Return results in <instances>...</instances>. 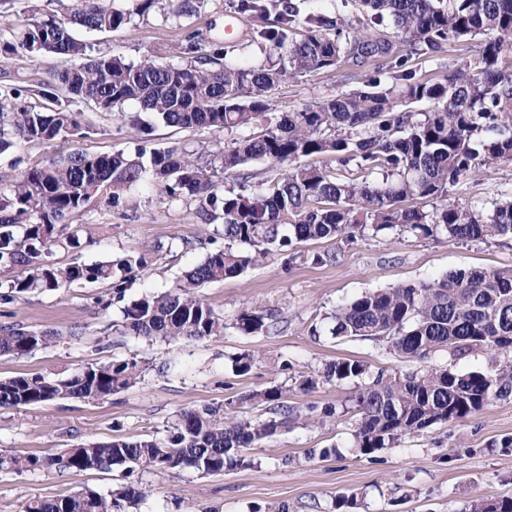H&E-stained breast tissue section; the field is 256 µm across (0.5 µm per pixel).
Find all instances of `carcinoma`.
I'll return each mask as SVG.
<instances>
[{
  "instance_id": "carcinoma-1",
  "label": "carcinoma",
  "mask_w": 512,
  "mask_h": 512,
  "mask_svg": "<svg viewBox=\"0 0 512 512\" xmlns=\"http://www.w3.org/2000/svg\"><path fill=\"white\" fill-rule=\"evenodd\" d=\"M65 21H29L23 39L0 34V57L47 51L81 57L86 45L75 30L112 32L132 14L150 10L157 0H137L118 9L114 0H58ZM360 16L330 18L320 8L300 13L281 0H239V14L257 17L275 11L279 26L256 31L253 43L266 53L260 63L226 60L221 42L208 47L188 37L187 59L159 64L146 56L126 63L99 56L53 74L42 84L41 106L31 89L0 86V151L26 140L50 142L80 129V113L58 104L62 86L72 102L112 112L129 101L166 125L210 128L217 134L244 127L250 136L222 156L224 171L252 160L284 165L274 178L251 182L241 175L226 187L194 155L172 148L155 151L150 166L122 153L91 156L75 152L45 167L28 170L0 189V264L19 269L0 301L9 304L35 291L76 282H103L121 302L146 256L56 268L46 260L58 228L106 189L112 204L132 213L134 201L116 191H133L146 178L170 200L186 195L198 201L206 221L223 219L224 245L186 272L163 294L145 295L122 307L121 333L165 341H200L224 335L227 325L200 294L201 288L243 273L270 255L291 262L297 245L340 240L352 244L372 232L398 230L450 242L484 243L512 239V191L474 210L449 198L472 167L493 169L512 163V0H356ZM390 19L404 42L427 53L450 40H479L474 56L448 69L441 79H419L393 55L383 30ZM345 60L374 64L364 87L290 112L264 125L271 90L288 76L333 70ZM425 108L418 109L416 105ZM320 156L326 164L296 165ZM410 199L431 209L406 206ZM333 333L387 340L389 350L425 359L441 350L455 357L483 352L489 365L465 374L428 368L388 377L378 374L355 396L360 417L355 448L370 455L406 435L432 425L465 419L493 401L512 396V268H460L432 280L366 293L338 308ZM241 333L266 329L260 308L238 315ZM59 338L20 323L0 326V356L21 358ZM146 363L114 358L75 369L64 377L40 374L0 380V407L17 408L60 400L105 401L141 380ZM366 374V365L342 359L325 364L300 382L304 391ZM288 389L273 386L237 399L265 406L268 417L249 419L224 406L182 410L164 439L129 440L116 436L90 441L52 455L0 454V472L86 471L123 466L160 474L190 467L204 474L249 466L246 452L276 435L297 418ZM142 499L129 485L116 495L95 491L61 498L33 499L24 512H114ZM473 512H512V498L488 501Z\"/></svg>"
}]
</instances>
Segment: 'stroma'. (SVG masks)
<instances>
[{"instance_id": "obj_1", "label": "stroma", "mask_w": 512, "mask_h": 512, "mask_svg": "<svg viewBox=\"0 0 512 512\" xmlns=\"http://www.w3.org/2000/svg\"><path fill=\"white\" fill-rule=\"evenodd\" d=\"M236 0H201L194 15L179 16L173 0H158L148 13L114 32L78 31L89 57L110 55L138 62L152 55L162 64L183 59L185 37L230 45L229 60L261 61L253 44L257 28L272 27L276 14L260 21L244 18L228 28ZM58 16L57 0H0V31L20 34L24 18ZM473 41H449L443 51L426 54L395 39V55L404 57L417 76L439 78L449 67L474 55ZM69 58L44 54L0 60V86L35 87L55 69L71 67ZM372 65L346 62L337 69L314 71L282 81L271 93L270 122L361 87ZM81 113L76 134L51 142L24 141L0 153V188L22 172L81 151L89 155L116 152L135 156L170 148L187 150L208 160L216 180L231 182L221 157L231 148L233 134L218 135L205 127L180 129L152 121L138 104H125L109 113L93 105L75 103ZM151 123L147 139L133 129L134 120ZM512 188V164L488 170L474 169L453 195L462 205L486 204ZM138 216L121 217L117 209L97 196L60 224L63 236L78 238L75 247H57L49 259L55 266L92 264L118 256L146 255L148 265L125 293L134 301L147 293L173 287L183 273L201 263L210 250L206 237L223 239L222 222L204 223L197 203L167 199L154 185L136 190ZM299 259L283 268L273 256L243 274L208 284L203 296L223 315V336L200 341L166 342L121 335V306L109 285L75 283L35 292L4 305L0 323L18 322L38 331L79 337L64 338L31 354L0 356V379L23 373L47 377L112 358L135 357L148 362L142 381L100 402L61 400L41 406L0 408V453L54 454L90 439L165 438L184 408L220 406L236 401L243 417H264L263 407L239 404L240 396L273 385L288 389L296 406L295 422L250 449L248 466L223 474H204L186 468L166 475L148 470L127 473L114 466L106 470L58 472L36 470L22 474L0 472V512H23L34 498L52 499L89 489L109 494L126 485L143 492L138 512H471L474 504L512 497V447L500 441L512 437V397L495 401L474 415L433 425L424 432L402 437L392 447L371 455L354 446L358 419L354 396L377 374L400 375L425 366L448 367L461 373L487 366L484 354L464 359L440 351L428 360L403 358L390 351L385 340L333 335L336 308L377 289L430 280L460 268L512 267V240L492 244L453 243L443 235L430 237L386 232L367 235L354 245L331 241L299 244ZM335 253L325 264L306 261V254ZM261 307L267 331L243 334L234 329L237 316ZM250 354L255 362L247 374H237L236 358ZM337 359L361 361L368 373L360 378L299 391L302 377ZM335 406V416L312 421L311 407ZM329 449L328 457H308L309 449Z\"/></svg>"}]
</instances>
